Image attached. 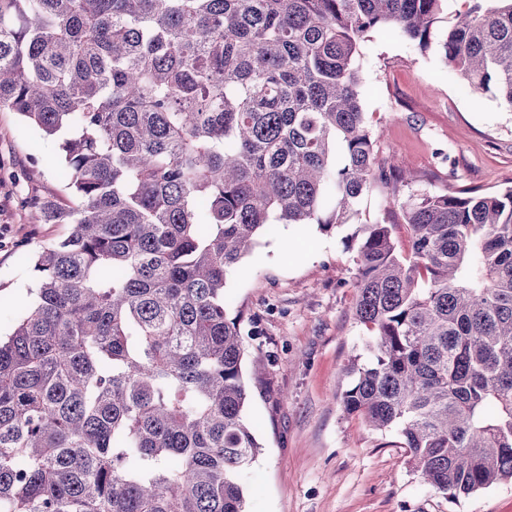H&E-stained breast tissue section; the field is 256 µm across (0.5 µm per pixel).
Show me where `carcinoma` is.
I'll return each mask as SVG.
<instances>
[{
  "label": "carcinoma",
  "instance_id": "carcinoma-1",
  "mask_svg": "<svg viewBox=\"0 0 512 512\" xmlns=\"http://www.w3.org/2000/svg\"><path fill=\"white\" fill-rule=\"evenodd\" d=\"M445 0H0V108L59 141L70 233L35 254L0 338V512H246L227 273L275 224H345L376 163L356 59L395 25L426 49ZM440 52L512 109V0H467ZM358 245L344 416L393 432L456 500L512 480V189L393 195Z\"/></svg>",
  "mask_w": 512,
  "mask_h": 512
}]
</instances>
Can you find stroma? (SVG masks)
I'll use <instances>...</instances> for the list:
<instances>
[{
    "label": "stroma",
    "mask_w": 512,
    "mask_h": 512,
    "mask_svg": "<svg viewBox=\"0 0 512 512\" xmlns=\"http://www.w3.org/2000/svg\"><path fill=\"white\" fill-rule=\"evenodd\" d=\"M360 99L378 135L380 166L412 173L401 195L512 188V110L467 90L437 46L393 26L370 31L356 59ZM56 140L0 110V336L31 302L33 256L65 236L37 224L31 202L71 206ZM378 184L357 215L323 231L277 224L226 277L229 314H242L246 416L262 451L243 478L246 512H512V482L450 500L410 468L391 432L343 417L348 361L366 357L355 318L357 247L368 224H389L400 252L409 231Z\"/></svg>",
    "instance_id": "35a3bbf8"
}]
</instances>
